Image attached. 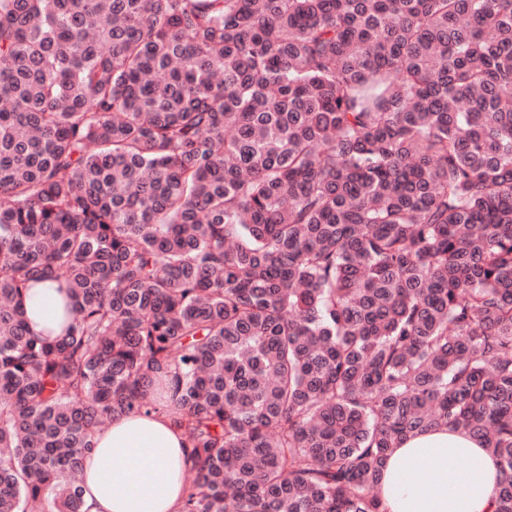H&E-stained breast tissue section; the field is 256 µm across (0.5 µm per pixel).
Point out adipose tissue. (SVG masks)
I'll return each mask as SVG.
<instances>
[{
	"mask_svg": "<svg viewBox=\"0 0 512 512\" xmlns=\"http://www.w3.org/2000/svg\"><path fill=\"white\" fill-rule=\"evenodd\" d=\"M69 300L44 279L25 298L32 334L53 338ZM185 436L165 415H127L96 436L83 472V512H180L188 462ZM500 471L464 430L409 437L389 457L381 496L386 512H493Z\"/></svg>",
	"mask_w": 512,
	"mask_h": 512,
	"instance_id": "1",
	"label": "adipose tissue"
}]
</instances>
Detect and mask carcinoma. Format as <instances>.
<instances>
[{
    "mask_svg": "<svg viewBox=\"0 0 512 512\" xmlns=\"http://www.w3.org/2000/svg\"><path fill=\"white\" fill-rule=\"evenodd\" d=\"M159 411L181 512H383L441 426L512 512V0H0V512ZM50 279H44L29 288L25 298L28 327L32 334L54 338L68 321L66 309L69 300L64 289Z\"/></svg>",
    "mask_w": 512,
    "mask_h": 512,
    "instance_id": "cac0c4a2",
    "label": "carcinoma"
}]
</instances>
